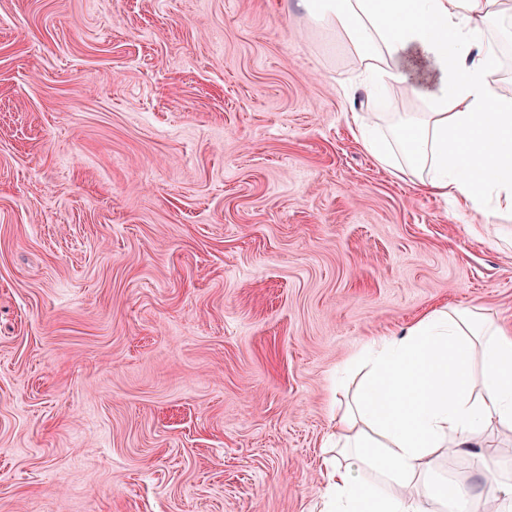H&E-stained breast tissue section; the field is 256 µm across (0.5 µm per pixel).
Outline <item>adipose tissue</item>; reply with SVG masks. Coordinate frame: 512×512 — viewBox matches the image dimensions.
Listing matches in <instances>:
<instances>
[{
  "label": "adipose tissue",
  "instance_id": "1",
  "mask_svg": "<svg viewBox=\"0 0 512 512\" xmlns=\"http://www.w3.org/2000/svg\"><path fill=\"white\" fill-rule=\"evenodd\" d=\"M503 3L296 2L317 25L342 31L364 77L403 84L405 53L426 57L438 74L426 111L394 123V145L362 144L380 165L419 174L430 193L487 224L512 214V96L494 78ZM365 356L370 370L336 423L335 455L324 460V512H512V483L490 468L474 498L456 483L418 489L443 454L477 456L489 426L512 431V332L473 307L440 309L368 345Z\"/></svg>",
  "mask_w": 512,
  "mask_h": 512
}]
</instances>
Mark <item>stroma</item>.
Returning a JSON list of instances; mask_svg holds the SVG:
<instances>
[{
	"label": "stroma",
	"mask_w": 512,
	"mask_h": 512,
	"mask_svg": "<svg viewBox=\"0 0 512 512\" xmlns=\"http://www.w3.org/2000/svg\"><path fill=\"white\" fill-rule=\"evenodd\" d=\"M292 0H0V512H321L364 346L474 305L512 328V220L394 175ZM441 460L434 482L512 476Z\"/></svg>",
	"instance_id": "stroma-1"
}]
</instances>
